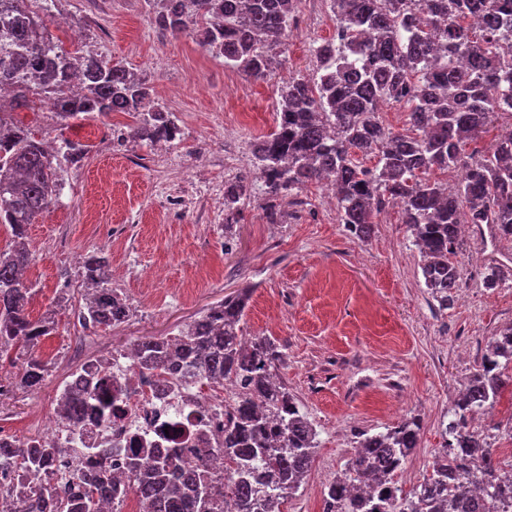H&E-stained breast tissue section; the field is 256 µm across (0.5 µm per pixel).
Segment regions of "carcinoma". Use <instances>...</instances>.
Returning <instances> with one entry per match:
<instances>
[{
	"instance_id": "obj_1",
	"label": "carcinoma",
	"mask_w": 512,
	"mask_h": 512,
	"mask_svg": "<svg viewBox=\"0 0 512 512\" xmlns=\"http://www.w3.org/2000/svg\"><path fill=\"white\" fill-rule=\"evenodd\" d=\"M27 0H0V89L26 102L35 98L61 120L95 112H123L135 119L133 135L172 143L181 131L172 113L153 105L152 88L124 67L68 47L54 37ZM483 0H329L336 36L312 47L315 77L283 87L277 125L259 139L254 157L272 200L329 180L339 223L364 241L391 200L402 206L422 260L425 287L442 309L459 287L456 262L461 225L487 224L494 238L512 239V135L493 134L488 147L465 154L494 130L499 112L512 113V0H489L471 37L467 17ZM295 0H163L156 24L173 35H192L224 64L264 78L273 62L269 48L283 44ZM404 103L407 128L395 132L380 119L382 106ZM375 158L373 166L364 160ZM56 156L29 130L0 113V224L11 248L0 251V363L21 344L34 350L56 331L55 319L30 317V287L22 270L31 259L27 229L55 203L61 184ZM457 168L452 187L432 178ZM246 187L224 185V207L238 210ZM82 284L91 296L79 307L83 326L111 328L129 307L110 286V260L102 252L82 259ZM251 292L242 290L211 306L180 333L134 344L135 366L168 374L186 364L200 379L238 388L226 406L224 479L211 484L198 467L175 455L144 464L128 460L127 480L147 512H283L314 462L315 436L288 389L277 381L283 363L269 337L246 345L240 323ZM50 362L32 355L14 375V388L30 390L48 376ZM84 386L74 380L60 397L58 416L76 420ZM512 392V325L501 329L468 377L443 424L444 444L431 471L405 493L396 476L418 448L419 419L408 416L386 431L359 434L344 476L328 483L322 512H500L512 496V474L499 465L497 449L475 416ZM206 448L201 455L210 457ZM55 448H1L0 470L36 476ZM74 489L46 503L43 481L0 495V512H99L112 494V478L90 480L70 473Z\"/></svg>"
}]
</instances>
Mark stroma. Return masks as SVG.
<instances>
[{
  "instance_id": "35a3bbf8",
  "label": "stroma",
  "mask_w": 512,
  "mask_h": 512,
  "mask_svg": "<svg viewBox=\"0 0 512 512\" xmlns=\"http://www.w3.org/2000/svg\"><path fill=\"white\" fill-rule=\"evenodd\" d=\"M153 16L148 0H56L47 25L66 42L79 30L104 59L145 79L180 140L150 147L131 137L134 120L120 112L62 122L40 104L11 111L47 145L70 140L88 152L59 162L63 195L28 228V311L55 315L56 332L36 349L53 371L36 390L0 397V413L25 435L31 420L54 411L76 367L68 347L79 333L72 309L57 304L59 283L77 280L72 258L96 250L109 256L111 286L132 314L84 340L88 356L175 334L224 296L253 288L242 333L276 340L285 357L279 374L318 433L310 474L284 512H321L323 490L345 470L359 433L406 415L421 423L398 480L410 490L428 474L442 422L486 343L512 325V281L483 284L488 263L512 258V241L489 246L466 234L454 301L438 313L401 209L385 207L360 241L313 183L297 200L280 199L282 219L268 223L254 144L274 129L288 78L314 74L312 45L334 36L327 0H298L281 64L264 79L225 67L192 36L159 31ZM236 180L246 195L228 233L224 185Z\"/></svg>"
}]
</instances>
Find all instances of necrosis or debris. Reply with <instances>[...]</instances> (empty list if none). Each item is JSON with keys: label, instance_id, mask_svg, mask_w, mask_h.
Returning <instances> with one entry per match:
<instances>
[{"label": "necrosis or debris", "instance_id": "1", "mask_svg": "<svg viewBox=\"0 0 512 512\" xmlns=\"http://www.w3.org/2000/svg\"><path fill=\"white\" fill-rule=\"evenodd\" d=\"M84 376L90 386L78 420L34 423L38 443L57 450L51 471L104 470L117 481L131 454L148 461L174 453L204 474L223 472V460L202 458L198 450L224 445V391L192 383L180 371L164 381L137 372L126 351L97 356Z\"/></svg>", "mask_w": 512, "mask_h": 512}]
</instances>
